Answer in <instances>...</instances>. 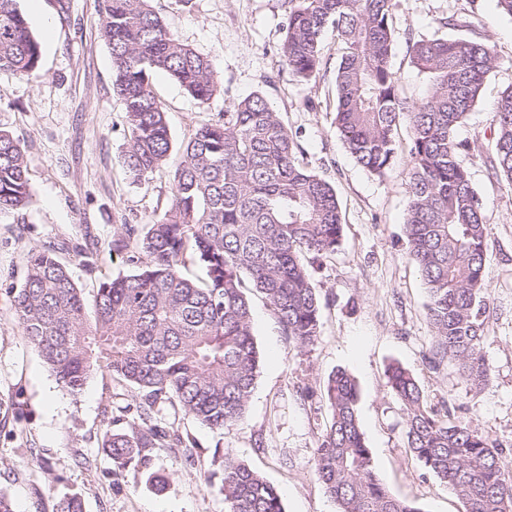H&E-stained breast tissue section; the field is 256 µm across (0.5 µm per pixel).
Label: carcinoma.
Segmentation results:
<instances>
[{
  "label": "carcinoma",
  "mask_w": 512,
  "mask_h": 512,
  "mask_svg": "<svg viewBox=\"0 0 512 512\" xmlns=\"http://www.w3.org/2000/svg\"><path fill=\"white\" fill-rule=\"evenodd\" d=\"M289 2L281 56L295 76L308 80L319 73L323 33L336 32L341 60L334 124L355 162L384 175L397 153L401 123L410 125L405 236L429 293L430 363L446 360L473 384H486L489 365L481 345L488 225L460 160L470 146L455 131L493 68L490 46L465 37L409 43L411 63L428 84L427 95L410 102L391 66L393 0ZM100 13V36L112 54V89L126 114L124 164L141 181L164 164L172 146L152 75L167 73L203 103L215 95L218 81L209 60L180 43L149 0H101ZM40 58L18 0H0V71L29 77ZM492 122L490 163L512 187V86L497 99ZM296 149L293 134L260 94L224 113V121L198 127L183 147L164 214L135 246L128 224L115 240L116 249L128 251L134 272L100 282L90 308L56 250L27 254L14 312L56 381L77 395L104 365L141 394L138 421L106 440L117 467L133 461L148 467L146 451L162 438L170 448L192 447L152 424L153 409L164 400L217 429L244 419L260 367L245 281L265 296L294 348L320 336V302L301 257L335 253L343 224L334 187L302 166ZM30 199L25 149L0 129V215ZM189 263L205 269L204 281L185 276ZM387 378L404 414L408 450L459 497L464 512H512V472L499 448L439 416L409 369L393 363ZM322 398L331 422L315 448L314 468L339 512H421L377 477L360 426L356 380L335 372ZM222 490L227 512H284L276 489L230 452L224 454Z\"/></svg>",
  "instance_id": "cac0c4a2"
}]
</instances>
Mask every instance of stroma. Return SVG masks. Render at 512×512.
<instances>
[{"mask_svg": "<svg viewBox=\"0 0 512 512\" xmlns=\"http://www.w3.org/2000/svg\"><path fill=\"white\" fill-rule=\"evenodd\" d=\"M150 5L180 42L210 61L220 88L202 104L169 75L154 74L172 149L162 167L136 183L123 164L128 129L112 90L111 50L99 35L98 0H68L64 8L58 0H19L41 60L29 78L0 71V128L24 146L31 190L25 208L0 217V492L12 499L15 512H57L58 503L72 496L80 498L83 512H225L222 460L229 449L276 487L285 512H338L313 457L330 421L319 391L342 369L363 395L359 419L378 478L421 512H463L456 494L408 451L386 369L397 361L411 370L432 408L487 435L503 448L512 470V188L486 161L493 104L512 85V18L498 14L495 0H395L393 10L392 68L408 101L423 97L426 81L412 66L407 44L448 35L442 21L449 15L467 16L466 36L487 42L495 59L478 104L457 130L458 139L471 145L461 160L488 224L482 353L491 381L478 387L455 366L429 362V298L403 229L410 126L401 125L398 153L384 176L357 165L333 124L340 61L335 35L328 31L322 38L320 74L302 81L281 58L288 0ZM256 93L293 134L300 163L329 180L339 201L341 247L318 260L303 257L320 299V336L304 351L293 350L268 301L247 288L261 363L244 419L214 429L177 403H158L154 424L188 436L192 452L159 446L150 449L148 468H117L105 441L128 430L141 397L103 367L76 396L56 382L13 310L26 255L58 247L88 299L99 281L132 274L126 252L113 248V240L124 225L143 227L168 208L182 146L195 128L223 119ZM89 241L91 256H80L79 247Z\"/></svg>", "mask_w": 512, "mask_h": 512, "instance_id": "35a3bbf8", "label": "stroma"}]
</instances>
